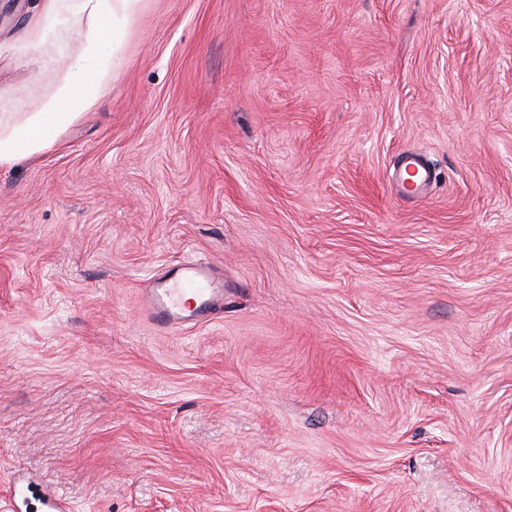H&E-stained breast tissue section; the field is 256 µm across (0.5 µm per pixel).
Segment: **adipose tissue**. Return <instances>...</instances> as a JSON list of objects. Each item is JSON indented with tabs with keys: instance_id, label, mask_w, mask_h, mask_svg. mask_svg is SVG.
<instances>
[{
	"instance_id": "1",
	"label": "adipose tissue",
	"mask_w": 512,
	"mask_h": 512,
	"mask_svg": "<svg viewBox=\"0 0 512 512\" xmlns=\"http://www.w3.org/2000/svg\"><path fill=\"white\" fill-rule=\"evenodd\" d=\"M145 8V0H45L31 27L33 40L55 29L61 15L84 18L80 37L87 60L74 67L71 78L41 109L19 114L0 104V166H8L45 151L60 130L77 121L100 90L124 64V38Z\"/></svg>"
}]
</instances>
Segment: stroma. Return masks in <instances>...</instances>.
Segmentation results:
<instances>
[{
  "label": "stroma",
  "mask_w": 512,
  "mask_h": 512,
  "mask_svg": "<svg viewBox=\"0 0 512 512\" xmlns=\"http://www.w3.org/2000/svg\"><path fill=\"white\" fill-rule=\"evenodd\" d=\"M42 4L0 0L13 112L83 55ZM124 55L0 167V499L512 512V0H146ZM179 260L224 304L166 331ZM184 291L198 297L197 305L185 309ZM224 289L209 265L183 262L170 267L158 288L145 296L148 316L160 328L195 325L216 306L223 304Z\"/></svg>",
  "instance_id": "stroma-1"
}]
</instances>
